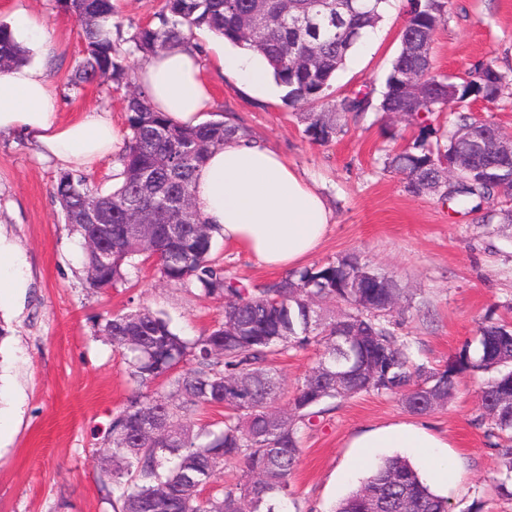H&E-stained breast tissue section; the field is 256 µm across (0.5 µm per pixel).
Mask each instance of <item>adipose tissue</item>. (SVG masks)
Masks as SVG:
<instances>
[{"instance_id": "ef3b65f1", "label": "adipose tissue", "mask_w": 512, "mask_h": 512, "mask_svg": "<svg viewBox=\"0 0 512 512\" xmlns=\"http://www.w3.org/2000/svg\"><path fill=\"white\" fill-rule=\"evenodd\" d=\"M217 66L248 96L272 89L266 59L243 47L216 52ZM137 80L153 107L180 124H199L213 93L194 45L164 50L146 62ZM56 99L43 72L19 66L0 73V136H21L67 168L89 166L117 153L123 141L109 113L84 110L74 121L56 120ZM194 202L215 234L261 266L288 270L301 265L324 240L332 211L324 195L265 143L231 138L213 151L195 174ZM358 448H434L423 429L396 424L367 433Z\"/></svg>"}]
</instances>
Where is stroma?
Here are the masks:
<instances>
[{"mask_svg": "<svg viewBox=\"0 0 512 512\" xmlns=\"http://www.w3.org/2000/svg\"><path fill=\"white\" fill-rule=\"evenodd\" d=\"M406 6L407 0H388L382 21L338 71L334 95L363 91L380 100ZM20 9L36 14L49 33V51L30 49L28 62L50 81L58 121L96 107L126 125L122 92L66 87L82 50L76 19L55 0H0V23ZM194 38L216 100L208 119L249 128L316 184L333 222L310 264L354 252L391 276L402 292L399 331L413 341L418 362L445 365L485 318L512 323V234L481 220L483 212L512 208V199L497 194L482 211L467 212L439 193L410 192L405 175L385 168L384 160L412 142L418 127L374 108L355 119L339 117L342 133L313 143L303 133L306 105L285 102L277 87L262 102L243 94L214 62L220 38L204 29ZM433 60L441 75L490 60L512 74V0H451ZM60 171L35 146L0 138V236L21 253L26 280L0 295V319L10 331L0 342V512H113L99 490L100 448L130 390L121 356L94 333L97 321L145 306L166 314L177 332L195 336L224 315L223 298L163 280L152 261L125 285L87 289L80 245L53 198ZM213 255L248 288L280 277L219 238ZM479 387V379L461 375L455 397L422 415L409 413L397 395L364 393L332 405L302 437L290 512H333L368 474L356 465L355 437L397 423L424 426L445 443L452 473L444 482L434 479L423 451L402 454L447 497L450 512H512V499L497 492L494 439L476 422Z\"/></svg>", "mask_w": 512, "mask_h": 512, "instance_id": "1", "label": "stroma"}]
</instances>
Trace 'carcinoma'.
I'll list each match as a JSON object with an SVG mask.
<instances>
[{"label": "carcinoma", "mask_w": 512, "mask_h": 512, "mask_svg": "<svg viewBox=\"0 0 512 512\" xmlns=\"http://www.w3.org/2000/svg\"><path fill=\"white\" fill-rule=\"evenodd\" d=\"M387 0H268L271 22L259 31L247 19L255 0H161L152 20L129 38L140 61L168 46L191 40L205 28L265 57L275 82L288 89V101L312 108L304 117L306 136L327 143L341 132L335 116H358L372 107L367 94L335 97L336 73L368 31L383 17ZM80 25L81 59L70 76L80 89L97 82L126 88L134 75L128 56L114 46L112 0H56ZM447 0H409L399 28L400 50L391 63L378 109L401 112L413 122L453 109L474 97L497 103L512 89V75L481 62L461 75L433 74L431 32L444 21ZM28 51L6 24H0V73L27 61ZM427 76L421 97L402 92L408 73ZM130 134L120 163L122 182L104 193L76 171L59 174L54 197L65 223L83 246L88 288L106 291L125 284L130 271L151 258L168 282L224 298V319L193 337L175 332L160 312L145 307L108 314L97 334L127 365L130 395L113 413L103 435L101 488L114 512H284L298 465L303 431L326 412L329 400L363 392L402 397L414 414L429 412L418 386L448 403L463 373L486 375L479 394L480 422L502 462L497 488L512 498V326L486 320L473 341L442 368L413 361L411 343L396 332L394 312L400 295L395 281L376 272L357 254L320 266L304 267L272 281L245 288L212 255L214 233L198 211L185 224L172 208L158 204L178 198L192 204L193 177L206 155L246 127L212 121L183 126L154 109L144 92L123 97ZM497 126L459 112L450 127L424 124L413 142L385 160L407 175L415 193L447 186L439 174L444 161L466 155L470 170L454 180L443 197L476 211L494 192L512 195V157L494 151L488 133ZM96 206L101 222L81 224L83 207ZM140 210L151 221L150 239L137 235ZM332 302L338 315L325 316L315 302ZM358 330L367 337L336 345V337ZM312 346L314 365L297 384L288 408L277 407L284 380L273 357ZM348 379L336 391V360ZM224 408L223 419L201 425L197 414ZM229 464L244 466L233 487L216 484ZM335 512H449L403 457L384 458Z\"/></svg>", "instance_id": "cac0c4a2"}]
</instances>
